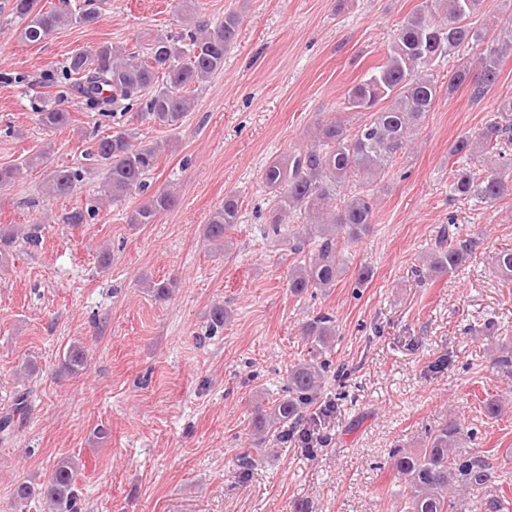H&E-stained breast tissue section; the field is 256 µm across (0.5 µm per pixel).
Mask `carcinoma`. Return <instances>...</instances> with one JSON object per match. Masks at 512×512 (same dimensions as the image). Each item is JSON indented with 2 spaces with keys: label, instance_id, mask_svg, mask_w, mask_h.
<instances>
[{
  "label": "carcinoma",
  "instance_id": "cac0c4a2",
  "mask_svg": "<svg viewBox=\"0 0 512 512\" xmlns=\"http://www.w3.org/2000/svg\"><path fill=\"white\" fill-rule=\"evenodd\" d=\"M41 0H13L15 17L25 21L23 37L42 43L68 25L89 26L101 13L103 0H58L47 8ZM480 0H421L407 16L388 48L383 63L371 68L346 94L347 108L366 112L355 129L338 119L317 127L314 143L270 163L262 173L267 187L276 191L263 235L284 252L304 260L289 266L288 290L296 297L313 296L336 286L345 272L344 246L368 233L374 220L372 184L385 174L405 150L411 135L425 122L439 98L440 85L430 71L445 60L455 59L467 48L479 50L478 72L461 62L448 72V94L470 86L474 101L483 99L496 86L502 60L512 53V22L488 30L477 22ZM240 17L235 12L214 24H198L178 35L154 41L146 56L138 58L110 42L79 49L57 70L42 77V87L54 93L55 103L43 101L34 107L37 121L48 131L71 125L70 97L82 108L103 117L123 101L131 119L146 118L168 128L181 125L192 111L193 91L224 68V55L236 39ZM136 132L118 128L95 140L86 160L101 165L106 178L85 205L73 209L63 222L86 223L103 202L123 204L134 193L144 201L129 216L131 224H153L178 205L168 188L149 191L147 177L158 167V146L136 143ZM512 144V96L502 97L494 115L476 135H463L448 150L449 157L479 160L497 157L481 176L474 167L451 166L448 194L457 200L492 204L512 195V164L503 149ZM87 167L60 166L46 177L43 195L62 199L73 195L85 179ZM239 198L224 196L204 225L203 236L215 250H224V237L238 223ZM306 220L300 230L288 233V219ZM41 225L0 226V265L22 241L36 246ZM472 241L460 239L445 228L415 269L422 282L452 274L465 266ZM497 271L506 285L512 284V249L497 256ZM230 312L218 304L209 312L208 335L224 329ZM300 333L310 343L309 358L290 366L283 394L271 401L252 400V447L238 456V466L249 470L263 457V444L270 436L286 448L299 443L314 447L322 430L325 412L311 410L319 400L331 373L336 325L333 316L319 313L305 321ZM88 353L79 343L70 345L61 360V370L77 375L87 366ZM497 375L512 381V341L496 348L491 361ZM29 412V392L16 393L11 412L0 416V434L7 436L23 425ZM478 439V430L465 429L450 417L426 430L421 448H395L390 466L401 484L395 497L399 512H505L504 485L512 482L504 472L512 462V448L501 458L493 450H469L463 442ZM78 468L71 458H61L49 479L40 486L20 483L14 491V507L26 508L33 501L48 512H78Z\"/></svg>",
  "mask_w": 512,
  "mask_h": 512
}]
</instances>
